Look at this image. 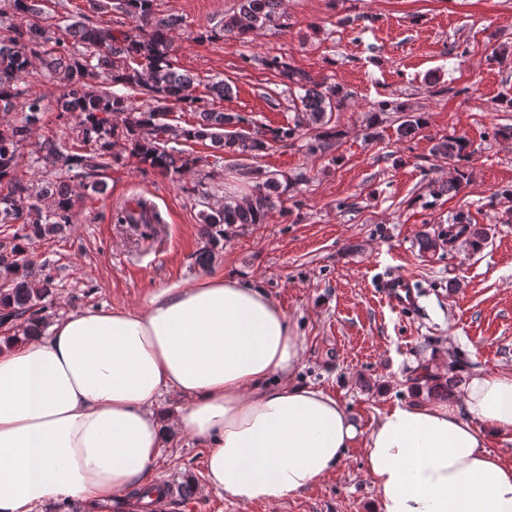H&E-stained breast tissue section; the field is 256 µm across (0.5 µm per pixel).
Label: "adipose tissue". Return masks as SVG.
I'll list each match as a JSON object with an SVG mask.
<instances>
[{"mask_svg": "<svg viewBox=\"0 0 512 512\" xmlns=\"http://www.w3.org/2000/svg\"><path fill=\"white\" fill-rule=\"evenodd\" d=\"M303 352L263 287L220 273L1 342L0 512L153 484L174 430L205 446L209 485L244 504L302 494L359 445L378 512H512V464L486 448L512 440V373L476 372L455 398L395 406L363 431L295 381ZM169 394L181 403L166 414Z\"/></svg>", "mask_w": 512, "mask_h": 512, "instance_id": "adipose-tissue-1", "label": "adipose tissue"}]
</instances>
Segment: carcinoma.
<instances>
[{"label": "carcinoma", "instance_id": "carcinoma-1", "mask_svg": "<svg viewBox=\"0 0 512 512\" xmlns=\"http://www.w3.org/2000/svg\"><path fill=\"white\" fill-rule=\"evenodd\" d=\"M40 0H10L12 19L9 35L0 36V224H17L13 245L0 244V325L28 315L27 327L44 325L42 302L52 293L53 278L37 270L26 256L25 243L62 232L74 223L79 196L73 183L91 181L90 187L104 189L102 175L118 161L112 147L121 141L129 156L164 177L178 180L198 162L173 147L179 141H210L235 156H255L273 143L286 142L310 132L308 151L325 153L336 140L331 127L332 113L347 93L339 86L319 81L281 57L265 56L261 65L273 71L288 93L291 110L297 112L293 125L282 128L256 126L248 133L226 128L245 123L239 114L203 109L195 123L183 127L164 121L172 104L193 106L196 78L177 70L172 62L170 33L180 20L156 12L155 0H86L96 11L115 10L133 23L129 31H112L88 21V16L71 17L62 33L53 30L49 17L39 8ZM282 0H239L238 8L224 15L223 24L210 31V38L248 42V38L279 17ZM39 60L46 77L60 89L54 101L31 90L27 83L33 60ZM122 86L148 97V103L134 106ZM59 114L79 117L74 127L83 147L73 151L55 143L37 145L38 160L58 180L36 191L23 184L16 174L20 148L31 139L34 127L50 107ZM398 110L393 102L380 100L368 113L366 129ZM428 125L423 113H407L398 125L400 138L407 139ZM433 151L455 163L456 176L439 186L437 193H452L469 178L465 162L471 151L462 136H443ZM240 175L253 182L245 203L228 201L201 184L198 190L201 212V256H212L224 241L225 228L236 224H263L277 205L284 203L290 188L305 181L296 175L265 174L244 166ZM122 224H157L139 200L120 213ZM427 395L448 399L451 381L443 375L425 376Z\"/></svg>", "mask_w": 512, "mask_h": 512}]
</instances>
